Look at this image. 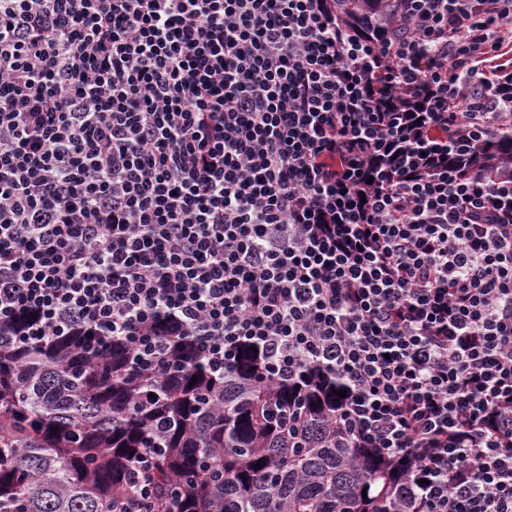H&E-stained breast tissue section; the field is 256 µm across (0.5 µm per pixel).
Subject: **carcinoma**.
Masks as SVG:
<instances>
[{
  "label": "carcinoma",
  "instance_id": "1",
  "mask_svg": "<svg viewBox=\"0 0 512 512\" xmlns=\"http://www.w3.org/2000/svg\"><path fill=\"white\" fill-rule=\"evenodd\" d=\"M394 10L336 0L339 23L372 43L385 29L363 18ZM510 158L509 134L471 154L496 173H512ZM174 357L178 372L158 377L116 340L0 343V512H112L148 452L151 512H412L410 460L355 448L336 427V374L271 385L248 351L227 383L186 342Z\"/></svg>",
  "mask_w": 512,
  "mask_h": 512
}]
</instances>
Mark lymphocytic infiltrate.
I'll use <instances>...</instances> for the list:
<instances>
[{"instance_id": "lymphocytic-infiltrate-1", "label": "lymphocytic infiltrate", "mask_w": 512, "mask_h": 512, "mask_svg": "<svg viewBox=\"0 0 512 512\" xmlns=\"http://www.w3.org/2000/svg\"><path fill=\"white\" fill-rule=\"evenodd\" d=\"M0 0V337L318 366L416 512H512V0ZM405 107H396V100ZM396 0H336V17L341 25L357 33L366 42L383 38L385 28L373 29L363 24L365 16L376 13L389 16ZM509 157L512 158V136L506 134L491 137L480 143L471 154V162L474 167L496 173H512V168H506L502 165Z\"/></svg>"}]
</instances>
